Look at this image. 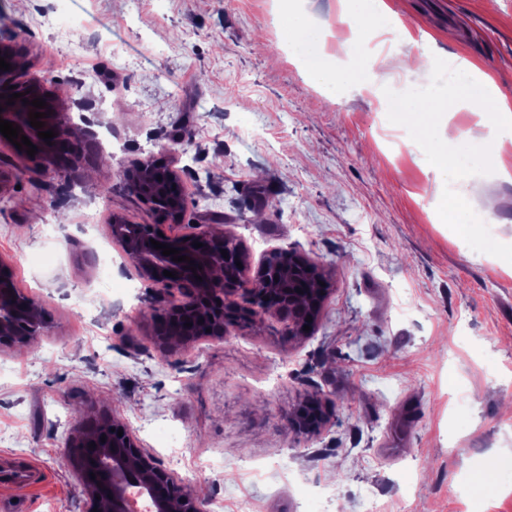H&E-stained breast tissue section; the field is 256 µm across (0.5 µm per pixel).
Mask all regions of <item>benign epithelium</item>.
<instances>
[{
	"instance_id": "7a95c632",
	"label": "benign epithelium",
	"mask_w": 512,
	"mask_h": 512,
	"mask_svg": "<svg viewBox=\"0 0 512 512\" xmlns=\"http://www.w3.org/2000/svg\"><path fill=\"white\" fill-rule=\"evenodd\" d=\"M28 94L17 98L13 104H7L14 93L10 85L0 83V119L12 122L20 127V134L30 141L41 144L31 161L37 165L51 162L58 171L68 172L77 159L87 151L98 149L94 138L77 139L65 134L63 112L53 96H46L47 86L38 80L23 84ZM35 98L46 102L42 119V130H54L56 136L51 144L38 137V130L29 123L30 113L37 111L32 105L24 104ZM122 184L137 194L144 202L154 205L156 196L164 194L167 206L163 210V219L173 222L183 221L187 206L186 197L180 186L177 172L167 167L163 160L155 157L138 159L120 170ZM112 232L123 239L127 259L141 275L161 290L180 295V303L174 309L158 307L154 309V338L168 350L187 345L211 329L215 336H222L237 321L260 319L267 315H276L288 324V336H303V326L308 324L307 317L317 318L325 300L327 291H320V298L313 309H307L305 298L294 288H277L268 284L267 264H261L254 277H249L248 265H242L240 274L234 280H217L212 273V263L225 264L227 259L241 260L240 252L232 244V236L227 232L214 234L200 226L179 236H168L155 224H114ZM156 240L180 250V255L194 260L174 262L172 257L155 249L151 240ZM202 243L196 248L193 242ZM227 251L222 256L221 251ZM196 270H191V267ZM175 272L177 277H166L163 271ZM202 280H197V277ZM259 287L249 288V282ZM192 322L191 332L179 330V323ZM45 327V319L35 299L21 295L14 288V278L10 268L0 265V348L21 347L39 336ZM324 402L318 395L307 401V409L318 414L313 423L307 414L293 424L301 433H314L320 429L326 416ZM123 435H118V430ZM106 441H100V438ZM96 447L91 449L89 444ZM94 451L92 472L95 478L86 475L84 458ZM65 454L73 463L86 496L87 512L102 510L108 506L110 512H128L125 506L128 484L140 488L141 493L152 503L153 512H198L197 499L178 479L162 468L154 458L139 448L135 436L116 417L107 413L82 418L76 424Z\"/></svg>"
}]
</instances>
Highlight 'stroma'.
I'll return each mask as SVG.
<instances>
[{
	"label": "stroma",
	"mask_w": 512,
	"mask_h": 512,
	"mask_svg": "<svg viewBox=\"0 0 512 512\" xmlns=\"http://www.w3.org/2000/svg\"><path fill=\"white\" fill-rule=\"evenodd\" d=\"M383 2L387 17L349 19L340 0H0L21 77L46 80L66 112L89 109L112 155L64 177L0 141V262L49 319L0 349V504L85 512L63 448L104 411L224 512H365L373 494L381 512H512V275L440 222L445 179L384 94L428 80L396 67L424 52L468 59L512 103V0ZM295 20L304 38L361 42L335 57V82L302 72ZM149 155L188 202L164 233L202 224L234 234L252 267L274 251L314 264L329 294L313 334L268 316L174 353L155 343L142 313L158 293L111 230L117 215L157 222L117 177ZM467 200L512 244V183L471 176ZM50 201L66 214L52 226ZM104 238L109 290L73 309ZM315 394L333 414L297 433Z\"/></svg>",
	"instance_id": "35a3bbf8"
}]
</instances>
